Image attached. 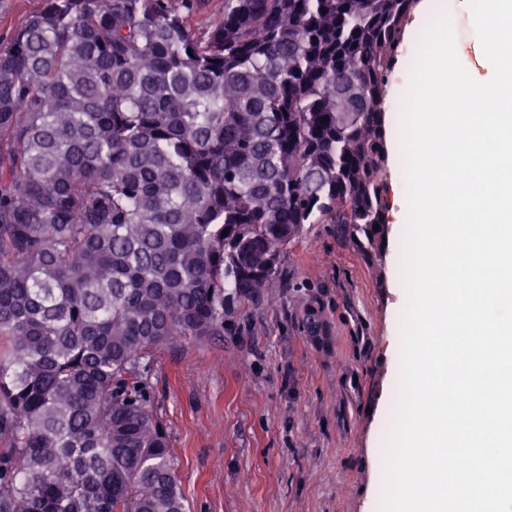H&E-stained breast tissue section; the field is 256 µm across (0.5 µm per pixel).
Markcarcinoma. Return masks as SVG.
<instances>
[{
  "instance_id": "cac0c4a2",
  "label": "carcinoma",
  "mask_w": 512,
  "mask_h": 512,
  "mask_svg": "<svg viewBox=\"0 0 512 512\" xmlns=\"http://www.w3.org/2000/svg\"><path fill=\"white\" fill-rule=\"evenodd\" d=\"M43 0L0 48V512H186L154 351L308 224L386 247L420 0ZM380 229H374V225ZM418 20L419 15L418 12H416L414 16H412V19L408 25L410 34L409 40L402 43L399 48V64L392 79V87L389 95L390 101L397 99L396 95L403 90L405 84L410 78L411 69L421 42L418 36L424 35L426 31V29H423L419 26Z\"/></svg>"
}]
</instances>
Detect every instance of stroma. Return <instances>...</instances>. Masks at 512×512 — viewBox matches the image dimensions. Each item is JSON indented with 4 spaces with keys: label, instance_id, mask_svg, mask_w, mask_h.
<instances>
[{
    "label": "stroma",
    "instance_id": "obj_1",
    "mask_svg": "<svg viewBox=\"0 0 512 512\" xmlns=\"http://www.w3.org/2000/svg\"><path fill=\"white\" fill-rule=\"evenodd\" d=\"M401 180L383 254L307 225L223 335L155 351L152 404L188 512H380L407 304Z\"/></svg>",
    "mask_w": 512,
    "mask_h": 512
}]
</instances>
